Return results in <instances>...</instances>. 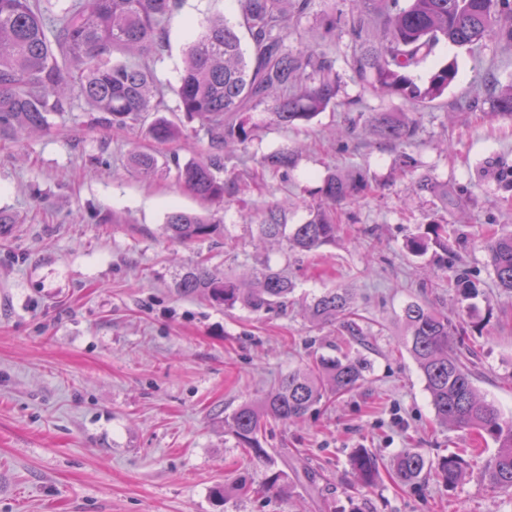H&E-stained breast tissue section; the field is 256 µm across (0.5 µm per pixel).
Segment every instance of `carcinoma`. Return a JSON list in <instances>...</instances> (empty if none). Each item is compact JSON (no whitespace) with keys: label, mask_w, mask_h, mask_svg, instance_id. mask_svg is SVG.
<instances>
[{"label":"carcinoma","mask_w":512,"mask_h":512,"mask_svg":"<svg viewBox=\"0 0 512 512\" xmlns=\"http://www.w3.org/2000/svg\"><path fill=\"white\" fill-rule=\"evenodd\" d=\"M180 0H71L61 14L46 17L39 0H0V139L22 132L43 130L49 115L61 114L74 100L83 101L96 124L115 128L135 126L162 111L165 93L155 80L146 54L164 47L166 24ZM352 39L351 69L357 81L383 97H402L420 106L441 97L456 78L449 63L430 73L419 84L413 71L441 43L471 47L499 37L512 43V0H348ZM239 25L224 17L199 24L201 32L190 42L174 93L182 119L156 117L148 134L169 143L202 129L212 152L178 168L182 187L202 202L233 200L238 178L224 168V150L247 148L253 136L250 112L269 107L283 128L310 121L336 104L338 84L334 60L308 47L288 49L291 28L310 9L312 0H240ZM375 15L380 38L374 43L366 31ZM248 35L253 62L246 60L240 31ZM121 51L138 60H117ZM496 113L512 117V86L495 95ZM352 130L366 127L382 143L401 149L418 133L416 120L404 112H358L347 118ZM198 126H193V123ZM262 166L273 173L294 167V154L279 150L263 156ZM134 171L143 177L155 174L157 160L147 152L131 157ZM368 187L363 173H331L319 189L302 224H287L285 209H266L259 234L266 240L286 239L289 246L312 251L336 240L339 224L335 208L357 198ZM415 190L448 209V185L420 176ZM224 230L221 221L193 211L167 216L165 234L181 243L206 240ZM408 249L424 254L431 247L444 252L448 263V225L433 222L407 242ZM490 266L501 290L512 295V233L494 234L486 245ZM448 286L464 299L478 295L470 274L459 269L448 277ZM184 294L202 292L208 299L233 309L240 305L254 312L283 308L295 290L288 277L269 265L253 271L245 282L215 275L205 262L175 282ZM314 324H339L351 336H364V318L353 308L346 288H331L308 305ZM404 344L422 373L439 425L476 431L497 445L495 453L481 460L480 470L490 490L512 496V418L503 417L474 384L469 360L457 352L452 337L465 327L478 331L480 324L454 325L448 315L429 302H411L402 310ZM367 364L349 355L324 356L288 372L261 398L240 405L224 420L239 446L251 458L265 462L268 452L261 437L268 420L294 422L313 406L358 389ZM459 448L431 460L419 452L405 451L392 461V475L403 487H414L428 474L447 485L461 482ZM349 467L364 485L379 477L376 455L356 448Z\"/></svg>","instance_id":"cac0c4a2"}]
</instances>
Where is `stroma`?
Wrapping results in <instances>:
<instances>
[{
  "label": "stroma",
  "instance_id": "stroma-1",
  "mask_svg": "<svg viewBox=\"0 0 512 512\" xmlns=\"http://www.w3.org/2000/svg\"><path fill=\"white\" fill-rule=\"evenodd\" d=\"M347 0H315L295 25L289 47L305 43L334 59L336 105L294 128L278 126L267 106L252 112L247 148L226 151L241 176L230 205L204 203L177 181V167L208 148L206 134L171 143L145 127L92 123L84 102L49 117L43 133L0 141V210L17 213L0 238V512H512L493 497L478 468L449 486L437 476L416 489L388 473L411 449L434 459L473 447L465 432L437 425L424 381L403 344V307L436 302L450 319L470 315L475 384L512 415V296L500 291L484 242L512 232V119L496 115L494 92L512 84V44H440L417 68L425 80L452 63L455 82L423 111L364 89L352 77V42L343 25ZM214 14L240 19L238 0H181L167 26L168 45L153 59L167 87L162 115L175 119L173 93L182 51ZM415 113L418 136L406 150L348 131L345 107ZM297 154L288 174L267 175L255 190L262 157ZM158 161L149 179L132 175L130 156ZM458 195L443 211L399 174L403 155ZM364 171L370 193L343 204L334 243L311 252L264 241L258 224L280 204L303 223L323 178ZM223 219L215 238L179 243L163 233L172 209ZM447 220L448 239L479 286L462 299L433 253L416 255L409 237ZM217 275L241 277L269 264L295 284L287 309L253 312L180 295L175 281L199 261ZM329 288H348L366 317L368 342L312 323L305 305ZM350 353L369 364L362 387L303 421L269 422L262 443L271 461L252 462L224 424L312 354ZM379 457V481L356 485L351 449ZM281 472L276 495L232 491L236 479Z\"/></svg>",
  "mask_w": 512,
  "mask_h": 512
}]
</instances>
